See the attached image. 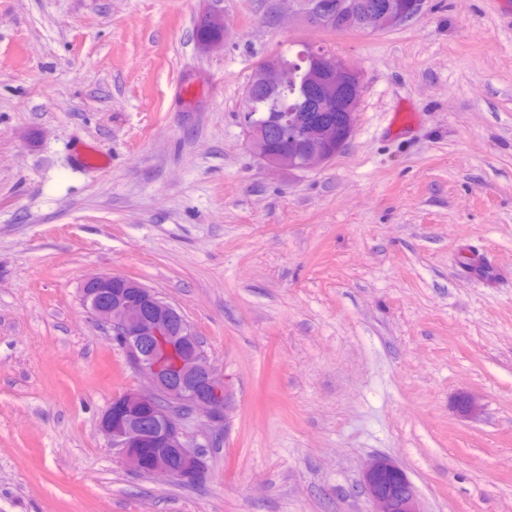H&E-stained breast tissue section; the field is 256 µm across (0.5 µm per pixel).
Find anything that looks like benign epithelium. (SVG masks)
I'll list each match as a JSON object with an SVG mask.
<instances>
[{"label":"benign epithelium","instance_id":"benign-epithelium-1","mask_svg":"<svg viewBox=\"0 0 512 512\" xmlns=\"http://www.w3.org/2000/svg\"><path fill=\"white\" fill-rule=\"evenodd\" d=\"M423 0H358L347 6L340 0H311L298 7L297 20L311 27L334 29L340 15L361 33L394 29L416 15ZM305 87L314 105L284 113L288 123L304 134L297 149L276 153L267 146L262 124L252 126L253 154L273 169H308L328 163L350 140L362 96L360 72L335 55L306 57ZM285 67L273 61L254 73L253 85L273 87ZM117 274L88 277L80 288L82 302L96 321L111 330L112 341L128 363L147 381V388L130 389L112 399L99 420V431L115 448L124 465L140 474L165 477L194 485L205 473L202 454L183 433L177 408L205 418L218 433L233 408L232 390L224 373L196 350V333L179 311L151 288L128 282L112 289ZM168 406L159 409L155 400ZM362 486L372 503L371 512H421L416 490L394 460L372 458L362 473Z\"/></svg>","mask_w":512,"mask_h":512}]
</instances>
